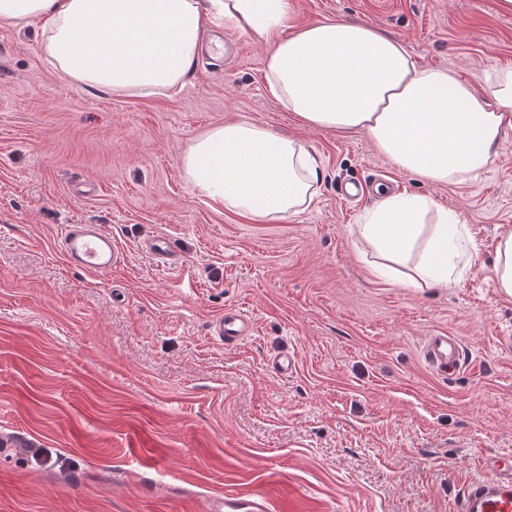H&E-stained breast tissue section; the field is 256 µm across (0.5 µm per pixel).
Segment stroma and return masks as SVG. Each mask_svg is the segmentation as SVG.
I'll list each match as a JSON object with an SVG mask.
<instances>
[{
    "label": "stroma",
    "mask_w": 512,
    "mask_h": 512,
    "mask_svg": "<svg viewBox=\"0 0 512 512\" xmlns=\"http://www.w3.org/2000/svg\"><path fill=\"white\" fill-rule=\"evenodd\" d=\"M294 23L344 20L402 40L418 63L474 88L512 68L505 0H288ZM181 91L138 96L79 84L45 61L37 27L0 23V512H210L265 490L276 512H457L459 491L512 457V298L492 258L512 229V130L478 178L401 172L363 131L302 126L270 97L271 44L233 29ZM248 121L302 139L321 186L305 210L265 220L205 198L180 155ZM392 180L453 209L476 244L462 283L375 279L349 181ZM67 224H99L119 261L67 264ZM161 236L169 263L143 246ZM237 308L252 336L210 323ZM459 337L455 375L423 356ZM291 354L293 371L272 370ZM42 448L53 465L24 460ZM253 331V320L241 311H225L214 321V336L225 346L238 344L251 336Z\"/></svg>",
    "instance_id": "stroma-1"
}]
</instances>
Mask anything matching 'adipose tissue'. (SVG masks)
I'll list each match as a JSON object with an SVG mask.
<instances>
[{"instance_id":"adipose-tissue-1","label":"adipose tissue","mask_w":512,"mask_h":512,"mask_svg":"<svg viewBox=\"0 0 512 512\" xmlns=\"http://www.w3.org/2000/svg\"><path fill=\"white\" fill-rule=\"evenodd\" d=\"M272 43L265 87L306 127L365 131L402 172L433 183L480 176L512 129V69L477 92L449 69L418 65L405 45L366 25L295 26L288 0H0V22L38 25L47 63L118 93L175 89L210 20ZM208 199L255 218L296 213L319 193L305 143L245 121L210 128L180 158ZM465 227L433 199L384 194L357 236L374 276L409 288L461 281Z\"/></svg>"}]
</instances>
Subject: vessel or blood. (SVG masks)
Returning <instances> with one entry per match:
<instances>
[{
  "mask_svg": "<svg viewBox=\"0 0 512 512\" xmlns=\"http://www.w3.org/2000/svg\"><path fill=\"white\" fill-rule=\"evenodd\" d=\"M66 262L81 271L103 275L118 260L111 234L97 224H68L58 241ZM254 331L253 320L245 313L229 310L216 317L214 335L224 345H235ZM428 364L444 375L463 368L465 354L458 337L445 333L430 336L424 347ZM492 474L470 481L464 488L457 512H512V462L501 459ZM224 512H273L271 497L257 489H242L225 494Z\"/></svg>",
  "mask_w": 512,
  "mask_h": 512,
  "instance_id": "b4317fda",
  "label": "vessel or blood"
}]
</instances>
